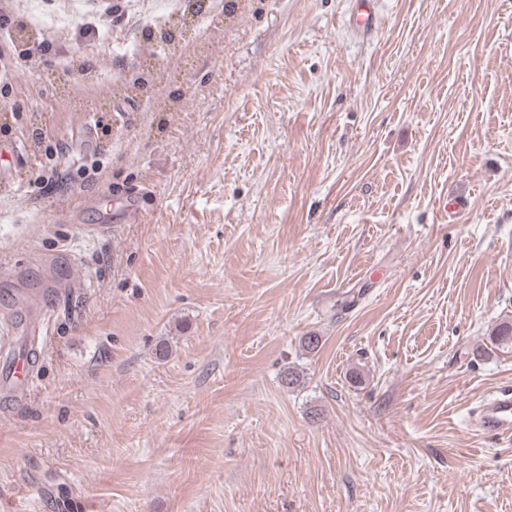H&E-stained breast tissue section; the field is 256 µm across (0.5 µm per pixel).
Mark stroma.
Listing matches in <instances>:
<instances>
[{
  "instance_id": "stroma-1",
  "label": "stroma",
  "mask_w": 512,
  "mask_h": 512,
  "mask_svg": "<svg viewBox=\"0 0 512 512\" xmlns=\"http://www.w3.org/2000/svg\"><path fill=\"white\" fill-rule=\"evenodd\" d=\"M114 2L0 0V333L19 293L52 313L0 393V512H512V441L472 425L512 388V0L366 32L356 0ZM117 192L142 222L89 233ZM5 350V355L1 356V350ZM11 351L10 345H1L0 348V389L20 396L27 390L29 385L30 365L28 359L16 357L8 361L5 356Z\"/></svg>"
}]
</instances>
